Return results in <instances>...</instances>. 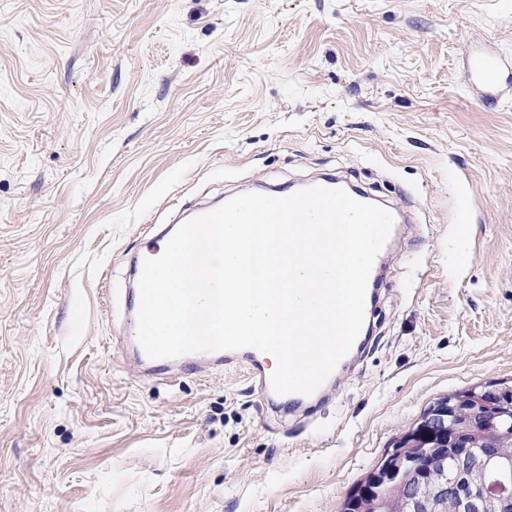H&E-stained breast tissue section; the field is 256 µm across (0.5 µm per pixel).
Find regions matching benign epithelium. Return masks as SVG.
<instances>
[{"label": "benign epithelium", "mask_w": 512, "mask_h": 512, "mask_svg": "<svg viewBox=\"0 0 512 512\" xmlns=\"http://www.w3.org/2000/svg\"><path fill=\"white\" fill-rule=\"evenodd\" d=\"M511 411L512 387L504 384L485 386L455 403L433 407L426 422L440 432L448 431V418H455L448 454L466 482L425 489L417 484L388 485L378 498L365 490L354 502L357 512H387L395 499L403 501L410 512H445L443 506L450 497L456 500V512H500L511 505L507 473L512 471V455L503 459V444L496 433L498 419ZM417 453L431 459L437 454V444L410 441L403 446L401 458Z\"/></svg>", "instance_id": "7a95c632"}]
</instances>
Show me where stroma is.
Here are the masks:
<instances>
[{
  "label": "stroma",
  "instance_id": "1",
  "mask_svg": "<svg viewBox=\"0 0 512 512\" xmlns=\"http://www.w3.org/2000/svg\"><path fill=\"white\" fill-rule=\"evenodd\" d=\"M512 0H0V512H336L438 398L512 381ZM395 218L371 335L306 411L145 371L130 261L323 177ZM467 67L474 83L485 89L488 98H502L512 91L502 82L503 73L511 67L508 56L485 50L468 56Z\"/></svg>",
  "mask_w": 512,
  "mask_h": 512
}]
</instances>
